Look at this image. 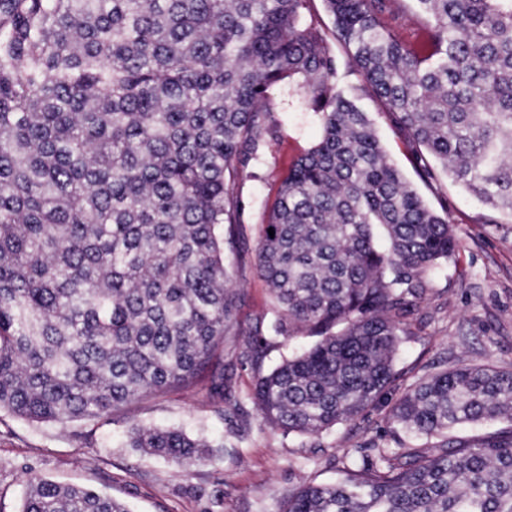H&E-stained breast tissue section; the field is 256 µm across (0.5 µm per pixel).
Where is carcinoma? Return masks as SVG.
<instances>
[{
	"mask_svg": "<svg viewBox=\"0 0 512 512\" xmlns=\"http://www.w3.org/2000/svg\"><path fill=\"white\" fill-rule=\"evenodd\" d=\"M310 0H0V410L104 418L192 384L234 326L224 265L236 181L275 136L271 91L297 83L319 140L283 179L259 237L277 303L247 349L311 336L258 373L252 399L284 436H320L386 393L400 316L459 239L391 162L359 92L432 165L512 216V0H323L363 88L339 83ZM274 230L269 236L268 229ZM498 419L492 435L459 426ZM422 448L344 452L340 478L288 490L278 512H512V371L434 373L390 412ZM129 445L176 462L208 444L134 425ZM22 512H130L29 482Z\"/></svg>",
	"mask_w": 512,
	"mask_h": 512,
	"instance_id": "cac0c4a2",
	"label": "carcinoma"
}]
</instances>
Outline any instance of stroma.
<instances>
[{"label":"stroma","instance_id":"stroma-1","mask_svg":"<svg viewBox=\"0 0 512 512\" xmlns=\"http://www.w3.org/2000/svg\"><path fill=\"white\" fill-rule=\"evenodd\" d=\"M271 99L276 136L258 143L257 165L238 179L242 222L224 247L239 289L235 332L224 339L225 400L212 398L203 379L102 419L37 423L0 411V512H20L34 478L91 488L124 502L130 512H277L282 495L298 483L335 481L345 449L422 446L419 438H395L388 420L391 407L419 378L463 364L512 371V218L482 223L484 206L441 169L425 176L382 103L366 95L361 105L388 154L430 207L447 208L460 249L425 276L420 296L403 316L407 333L379 404L318 438H286L263 425L250 399L256 370L238 358L255 318H273L277 310L258 270L260 229L290 162L321 131L315 113L289 105L287 86L275 88ZM228 401L236 403V412H225ZM135 424L184 430L210 441L211 455L200 463H175L127 447Z\"/></svg>","mask_w":512,"mask_h":512}]
</instances>
